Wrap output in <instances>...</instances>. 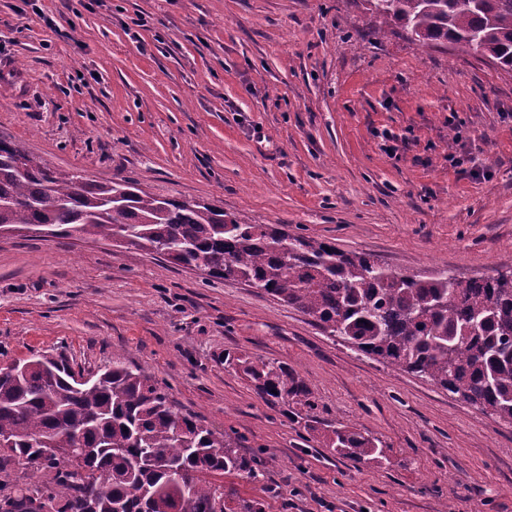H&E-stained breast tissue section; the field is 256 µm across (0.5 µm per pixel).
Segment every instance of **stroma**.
Wrapping results in <instances>:
<instances>
[{
    "instance_id": "1",
    "label": "stroma",
    "mask_w": 512,
    "mask_h": 512,
    "mask_svg": "<svg viewBox=\"0 0 512 512\" xmlns=\"http://www.w3.org/2000/svg\"><path fill=\"white\" fill-rule=\"evenodd\" d=\"M0 0V137L57 168L465 280L512 269V71L373 29L359 0ZM54 27H47L46 19ZM398 152L382 150L381 131ZM113 358L260 452L266 512H512V424L237 281L99 239L0 230V366ZM285 365L287 416L225 355ZM379 438L382 464L305 423Z\"/></svg>"
}]
</instances>
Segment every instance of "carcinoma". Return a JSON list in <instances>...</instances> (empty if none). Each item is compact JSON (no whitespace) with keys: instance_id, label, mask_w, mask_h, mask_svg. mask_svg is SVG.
Returning <instances> with one entry per match:
<instances>
[{"instance_id":"carcinoma-1","label":"carcinoma","mask_w":512,"mask_h":512,"mask_svg":"<svg viewBox=\"0 0 512 512\" xmlns=\"http://www.w3.org/2000/svg\"><path fill=\"white\" fill-rule=\"evenodd\" d=\"M381 30L397 26L425 48L480 52L512 70V0H366ZM48 224L100 237L217 279L241 281L314 319L332 337L512 424V271L466 281L390 269L367 253L249 224L204 202L155 197L127 181L96 182L0 138V226ZM236 364L269 405L296 414L313 392L295 371ZM65 359L34 358L0 373V471L17 463L40 484L0 482V512H265L260 499L227 506L224 476L259 480V455L176 411L152 377L121 361L74 386ZM322 447L380 464L382 441L345 426ZM47 448L68 453L45 454ZM86 455L90 479L74 471Z\"/></svg>"}]
</instances>
